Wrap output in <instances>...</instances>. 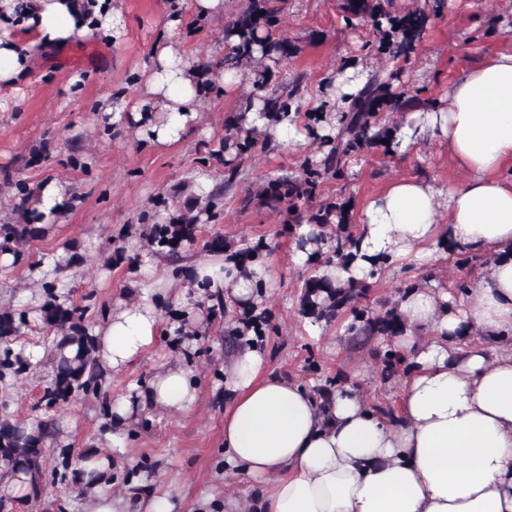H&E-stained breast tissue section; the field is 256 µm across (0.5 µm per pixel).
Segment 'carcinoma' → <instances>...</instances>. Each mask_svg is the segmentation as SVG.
<instances>
[{
    "instance_id": "1",
    "label": "carcinoma",
    "mask_w": 512,
    "mask_h": 512,
    "mask_svg": "<svg viewBox=\"0 0 512 512\" xmlns=\"http://www.w3.org/2000/svg\"><path fill=\"white\" fill-rule=\"evenodd\" d=\"M257 6L249 8L231 27L238 38V44L224 57V70L232 71L242 60L254 58L251 47L260 44L261 57L274 56L286 59L290 55L288 43L258 42L257 30L271 22L275 9L267 7V0H253ZM392 0H345L342 9L345 18L369 16L375 22L385 21L382 31L383 42L389 53L398 58L407 56L412 39L422 31V17L407 14L398 17L391 13ZM393 78L376 74L365 85L349 96L350 109L336 113L338 127L333 138L334 146L324 158L321 166L305 164L299 175H285L274 179L265 192L264 204L272 207L287 206L290 223L282 226L278 234H294L307 225L311 228L310 241L317 245L315 260L310 262L313 271L302 285L300 306L302 315L312 323L329 324L339 314L350 313L351 321L347 331L352 340L367 345L377 339L372 355L379 363L382 379L388 380L399 372L407 373L412 368L408 353L397 343V338L406 335L408 325L398 310V301H386L384 311L374 312L362 305L372 288L367 279L342 281L333 274L356 259L353 225L350 224L346 205L329 203L308 212L302 209V202L317 188L319 179L325 174L342 177L343 157L370 148L376 142L388 137V130L378 121L379 110L385 106L405 108L416 104L415 97L393 101L385 93L386 86ZM264 82H256L259 91L257 99L249 100L245 111L236 116V124L247 122L248 111L259 101L264 107L263 116L271 123L278 124L291 111L289 100L301 90V81L295 80L288 92V99L261 94ZM199 224L195 216H180L168 222L142 225V236L149 251L163 256L172 267L173 277L182 273L181 249L197 240ZM43 228L29 224H0V252L16 250L25 236H34ZM209 253H224V260L236 262V275L246 280L255 275L251 266L261 259L269 245L263 241L246 244L238 249L229 246L224 239L216 236L203 244ZM68 287L55 276L42 284L43 304L40 307L42 328L49 336L45 341L50 346L53 360V375L43 390L41 401L48 409L71 399H99L110 383L106 373L94 356V336L83 323V313L69 304L68 297L61 290ZM267 316L258 307L243 309L235 326L226 330L225 344L232 348L244 343L254 334L265 336ZM28 326L25 313L4 311L0 313V391L3 395L14 386L27 370L36 367L24 355V349H14L15 339ZM58 422L52 414H45L25 426L3 415L0 417V461L13 471H23L30 476L33 493H38L42 479L41 452L46 445L56 441Z\"/></svg>"
}]
</instances>
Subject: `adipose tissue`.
Segmentation results:
<instances>
[{"mask_svg":"<svg viewBox=\"0 0 512 512\" xmlns=\"http://www.w3.org/2000/svg\"><path fill=\"white\" fill-rule=\"evenodd\" d=\"M114 2L0 0V85L17 82L28 61L20 30L46 47L76 34L116 39L124 26ZM145 85L161 121L152 123L141 102L121 99L112 124H144L155 142L176 141L196 119L202 95L188 62L161 48ZM428 136L447 144L465 181L445 191L416 178L390 183L365 206L358 257L341 279L432 255L443 243L491 260L461 299L424 283L401 301L408 331L400 343L413 368L395 422L379 417L354 387L320 397L269 370L260 343L242 345L224 367L223 466L251 479L252 501L207 492L194 512H512V51L464 70L445 104L411 112L388 148L404 155ZM213 270L202 262L192 273L210 279V293L227 306L256 305L269 294ZM138 291L137 302L113 309L94 330L98 361L114 376L160 334L164 279ZM173 346L180 357L104 402L113 430L150 412L194 407V343L179 338ZM113 470L106 456L83 465L80 480L96 492L91 512H174L175 501L134 474L123 492L100 493Z\"/></svg>","mask_w":512,"mask_h":512,"instance_id":"ef3b65f1","label":"adipose tissue"}]
</instances>
